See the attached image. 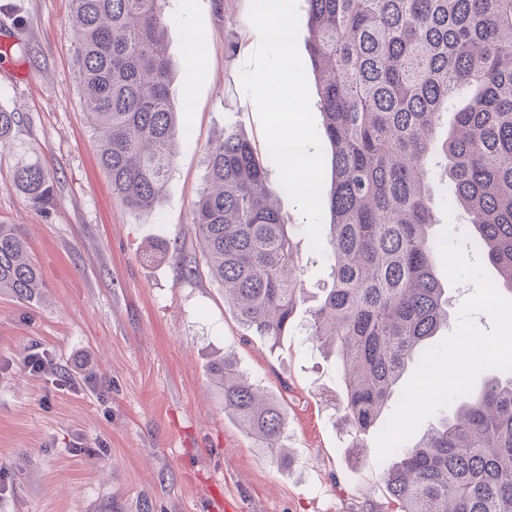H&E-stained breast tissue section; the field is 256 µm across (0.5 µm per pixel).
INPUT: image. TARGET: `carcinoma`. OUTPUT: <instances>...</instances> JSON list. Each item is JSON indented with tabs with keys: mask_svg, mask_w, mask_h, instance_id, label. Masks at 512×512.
<instances>
[{
	"mask_svg": "<svg viewBox=\"0 0 512 512\" xmlns=\"http://www.w3.org/2000/svg\"><path fill=\"white\" fill-rule=\"evenodd\" d=\"M80 99L112 194L150 211L187 138L173 107L166 0H71ZM309 55L331 149V285L305 336L337 355L342 420L363 447L409 359L448 323L438 277L434 196L471 218L473 241L512 290V0H307ZM469 95L459 99L460 90ZM453 124L441 131L448 113ZM16 113L0 108V146ZM443 162L448 181L433 187ZM192 223L211 278L241 324L277 344L307 301L294 233L263 168L235 127L205 152ZM57 173L22 152L13 184L45 213ZM42 287L24 234L0 224V290L29 301ZM235 421L285 467L286 412L230 354L210 368ZM382 481L398 512H512V375L462 400Z\"/></svg>",
	"mask_w": 512,
	"mask_h": 512,
	"instance_id": "obj_1",
	"label": "carcinoma"
}]
</instances>
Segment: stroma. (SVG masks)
I'll list each match as a JSON object with an SVG mask.
<instances>
[{"label": "stroma", "mask_w": 512, "mask_h": 512, "mask_svg": "<svg viewBox=\"0 0 512 512\" xmlns=\"http://www.w3.org/2000/svg\"><path fill=\"white\" fill-rule=\"evenodd\" d=\"M70 0H0V24L25 53L0 63V106L18 112L14 147L33 151L59 182L48 213L29 210L0 148V224H18L38 265L39 295L0 292V512H379L387 493L374 434L359 453L339 404L334 358L306 341L297 310L278 346L248 331L201 262L191 208L206 147L239 128L295 231L310 295L330 281L331 245L313 252L305 220L279 183L240 71L259 44L249 0H167L173 101L189 137L154 211L113 195L80 102ZM205 53L187 66L190 36ZM56 375L23 368L32 347ZM232 354L287 414L289 468L271 463L224 415L212 362ZM93 373L97 389L61 387ZM83 440L84 451L72 449Z\"/></svg>", "instance_id": "obj_1"}]
</instances>
